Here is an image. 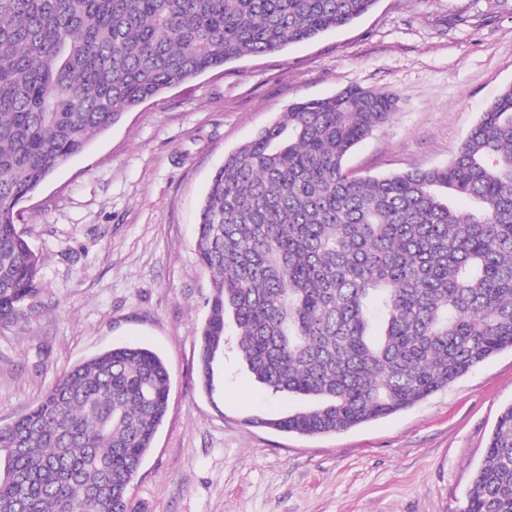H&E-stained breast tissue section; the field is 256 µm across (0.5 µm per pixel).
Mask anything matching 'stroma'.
<instances>
[{
    "instance_id": "1",
    "label": "stroma",
    "mask_w": 512,
    "mask_h": 512,
    "mask_svg": "<svg viewBox=\"0 0 512 512\" xmlns=\"http://www.w3.org/2000/svg\"><path fill=\"white\" fill-rule=\"evenodd\" d=\"M512 84V0H378L321 36L243 56L148 100L56 167L14 222L42 262L38 313L0 325V425L107 348L152 349L167 416L131 486L135 512H462L501 411L512 350L414 407L330 435L247 425L298 402L233 356L212 405L197 370L211 278L195 224L225 157L293 103L348 88L396 110L349 156L357 177L446 165Z\"/></svg>"
}]
</instances>
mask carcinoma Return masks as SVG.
<instances>
[{"mask_svg": "<svg viewBox=\"0 0 512 512\" xmlns=\"http://www.w3.org/2000/svg\"><path fill=\"white\" fill-rule=\"evenodd\" d=\"M377 2L0 0V324L41 306L40 258L14 214L55 167L166 90L314 39ZM395 110L362 88L296 102L212 178L196 239L213 280L202 388L214 395L231 343L258 383L306 401L253 424L348 430L512 349V85L448 165L348 174L347 156ZM168 399L167 366L148 348L70 368L0 426V512H134L129 489ZM463 512H512V405Z\"/></svg>", "mask_w": 512, "mask_h": 512, "instance_id": "1", "label": "carcinoma"}]
</instances>
